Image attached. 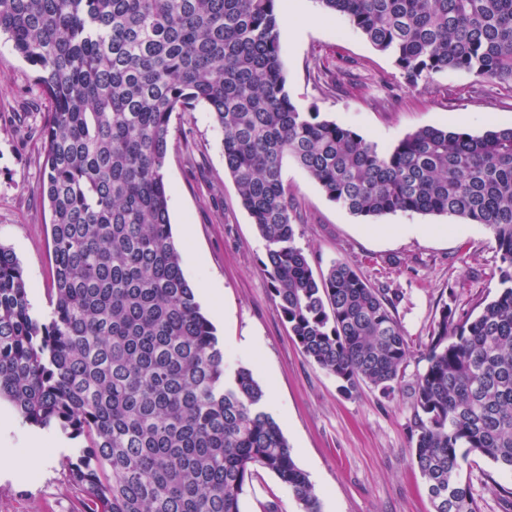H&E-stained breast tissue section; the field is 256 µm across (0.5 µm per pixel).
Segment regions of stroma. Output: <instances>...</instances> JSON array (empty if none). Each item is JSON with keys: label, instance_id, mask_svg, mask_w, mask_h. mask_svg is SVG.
I'll use <instances>...</instances> for the list:
<instances>
[{"label": "stroma", "instance_id": "stroma-1", "mask_svg": "<svg viewBox=\"0 0 512 512\" xmlns=\"http://www.w3.org/2000/svg\"><path fill=\"white\" fill-rule=\"evenodd\" d=\"M280 40L291 99L380 146L426 126L480 134L512 125V88L448 70L409 85L393 58L341 15L327 14L322 25L302 29L282 21ZM47 115L31 67L0 40V245L17 256L31 310L43 318L51 312L50 216L40 195L45 155L39 130ZM170 127L164 173L184 272L224 346L226 369H250L265 390L266 409L316 486L321 512H432L412 462L413 389L427 366L441 307L474 315L499 293L490 234L467 223L451 230L448 216H352L302 169L286 165L284 178L302 215L296 243L313 272L346 260L373 287L388 289L411 346L394 397L364 384L344 394L336 378L302 352L271 295L265 243L224 169V134L210 112L199 106L174 113ZM83 444L77 438L46 449L47 465L29 479L13 480L0 470V512H77L79 493L63 462ZM462 477L480 512H512L497 491L512 486V474L473 455ZM270 506L301 512L288 486L263 470L247 483L241 510Z\"/></svg>", "mask_w": 512, "mask_h": 512}]
</instances>
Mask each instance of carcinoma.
<instances>
[{
	"label": "carcinoma",
	"instance_id": "cac0c4a2",
	"mask_svg": "<svg viewBox=\"0 0 512 512\" xmlns=\"http://www.w3.org/2000/svg\"><path fill=\"white\" fill-rule=\"evenodd\" d=\"M277 0H0V36L50 103L40 137L53 311L33 315L0 245V400L88 444L65 463L80 512H241L254 468L321 512L252 372L224 368L173 240L164 168L175 112L203 105L265 242L271 294L303 353L349 394L384 397L410 354L383 290L347 261L315 276L296 244L291 161L349 213L460 218L490 232L501 291L448 305L417 378L413 462L433 512H480L469 455L512 472V126H434L381 148L290 98ZM415 85L445 71L512 88V0H318Z\"/></svg>",
	"mask_w": 512,
	"mask_h": 512
}]
</instances>
